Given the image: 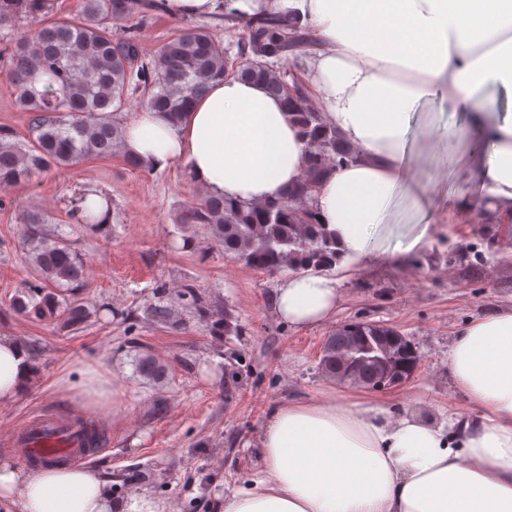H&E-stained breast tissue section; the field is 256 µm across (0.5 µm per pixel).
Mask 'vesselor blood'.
Segmentation results:
<instances>
[{"instance_id":"1","label":"vessel or blood","mask_w":512,"mask_h":512,"mask_svg":"<svg viewBox=\"0 0 512 512\" xmlns=\"http://www.w3.org/2000/svg\"><path fill=\"white\" fill-rule=\"evenodd\" d=\"M82 438L75 430L61 426L51 418H41L26 429L19 444L22 459L37 456L48 460L79 463L85 458Z\"/></svg>"}]
</instances>
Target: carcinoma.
<instances>
[{"mask_svg": "<svg viewBox=\"0 0 512 512\" xmlns=\"http://www.w3.org/2000/svg\"><path fill=\"white\" fill-rule=\"evenodd\" d=\"M34 0H0V58L9 63V81L18 106L32 113L36 137L16 139L12 129L0 126V185L26 183L37 175L76 165L89 157L120 153L135 169L147 165L123 152L125 126L117 115L133 96L144 107L172 121L188 111L192 100L207 86L232 73L263 85L283 99L293 113L308 145L305 177L278 201L241 203L217 198L203 191L194 205L178 213L175 223L186 233V246L194 245L191 232L203 227L213 242L232 259L270 275L285 270L322 269L336 257L334 242L315 222L310 201L319 178L330 166L356 155V148L329 122L314 103L304 77L277 69L269 58L298 61L315 44L309 32L289 27L285 18L261 10L247 16L231 10L224 21L240 25L237 42L243 63L232 69L221 42L205 26H191L165 43L150 58L142 56L138 26L161 10L158 0H80L77 18L52 22L13 39L14 23L34 16ZM119 33L112 34V27ZM8 33H3V30ZM50 77L42 90L34 87L39 74ZM23 244L31 257L38 283L12 296L11 309L28 318L55 319L67 332H80L91 323L94 310L77 296L62 291L84 282L85 265L71 244L48 227L40 210L22 218ZM158 303L145 308V319L183 328L185 319L173 317L164 305L165 289H156ZM189 308L205 312L196 287L176 291ZM364 337L353 340L343 329L327 341L320 368L329 376L336 365L347 366L358 378L378 380L379 349H365L367 337L386 336L381 326H366ZM417 354L413 346L391 350L389 369L406 370ZM138 372L150 380L167 377L166 366L146 355L137 362Z\"/></svg>", "mask_w": 512, "mask_h": 512, "instance_id": "carcinoma-1", "label": "carcinoma"}]
</instances>
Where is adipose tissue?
Listing matches in <instances>:
<instances>
[{"label":"adipose tissue","mask_w":512,"mask_h":512,"mask_svg":"<svg viewBox=\"0 0 512 512\" xmlns=\"http://www.w3.org/2000/svg\"><path fill=\"white\" fill-rule=\"evenodd\" d=\"M248 14L266 9L309 31L318 46L304 76L327 119L355 145L312 196L316 220L336 242L331 270L293 272L275 291L278 316L296 327L328 321L340 275L381 254L380 231L399 193L418 222L433 209L413 194L410 161L442 171L474 140L485 197L512 204V0H232ZM440 101L466 123L447 133L424 118ZM458 149H446L449 138ZM124 149L162 171L182 162L209 194L247 203L281 199L304 176L307 146L283 101L230 75L198 97L179 123L142 110ZM448 371L475 409L441 422L398 416L356 399L283 405L260 435L263 468L223 512H512V310L469 323L448 349ZM28 353L0 339V402L31 380ZM54 388L82 408L111 396L95 369L78 363ZM19 512H170L150 494L114 497L92 466L24 472L0 464V499Z\"/></svg>","instance_id":"adipose-tissue-1"}]
</instances>
